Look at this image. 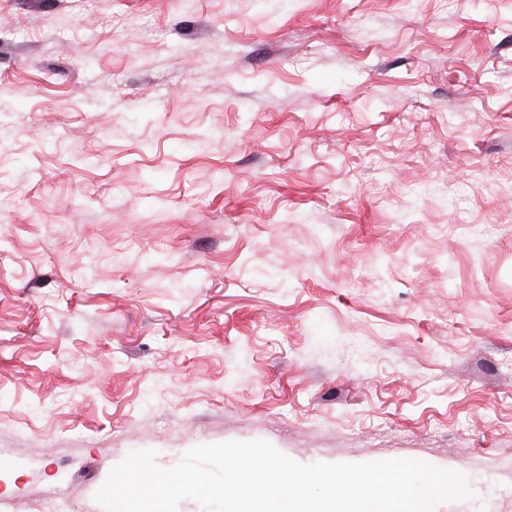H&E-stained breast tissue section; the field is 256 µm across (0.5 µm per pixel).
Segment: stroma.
Wrapping results in <instances>:
<instances>
[{
	"label": "stroma",
	"instance_id": "stroma-1",
	"mask_svg": "<svg viewBox=\"0 0 512 512\" xmlns=\"http://www.w3.org/2000/svg\"><path fill=\"white\" fill-rule=\"evenodd\" d=\"M256 439L512 512V0H0V512Z\"/></svg>",
	"mask_w": 512,
	"mask_h": 512
}]
</instances>
